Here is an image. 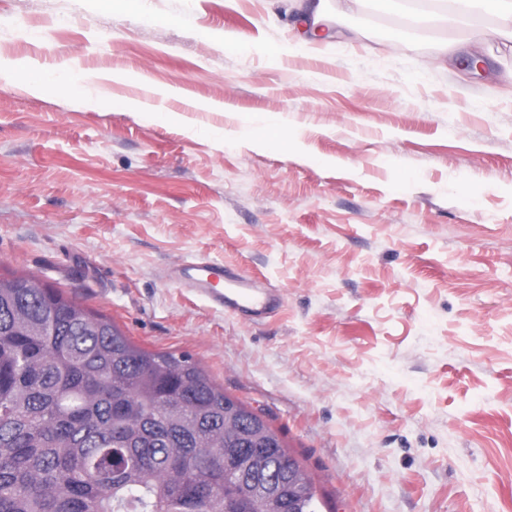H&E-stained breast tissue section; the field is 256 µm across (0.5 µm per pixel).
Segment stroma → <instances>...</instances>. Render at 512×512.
I'll list each match as a JSON object with an SVG mask.
<instances>
[{"mask_svg":"<svg viewBox=\"0 0 512 512\" xmlns=\"http://www.w3.org/2000/svg\"><path fill=\"white\" fill-rule=\"evenodd\" d=\"M0 2L17 17L0 26V59L102 81L89 105L0 79L1 277H38L133 344L192 357L276 430L321 512H512L501 20L402 44L361 8L297 47L298 0H195L186 28L161 22L182 0L142 15ZM227 31L256 51L225 53ZM275 43L289 53L270 58ZM469 57L481 70H462ZM247 114L291 134L254 144ZM202 254L277 290V314L250 322L181 288L176 268Z\"/></svg>","mask_w":512,"mask_h":512,"instance_id":"stroma-1","label":"stroma"}]
</instances>
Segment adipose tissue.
<instances>
[{"instance_id":"adipose-tissue-1","label":"adipose tissue","mask_w":512,"mask_h":512,"mask_svg":"<svg viewBox=\"0 0 512 512\" xmlns=\"http://www.w3.org/2000/svg\"><path fill=\"white\" fill-rule=\"evenodd\" d=\"M461 9L452 11L448 0H340L341 9L353 11L358 6L385 13H397L407 18V29L394 32V40L408 42L418 32L440 21L456 20L471 27L480 26L483 19L494 16L508 21L502 34L512 39V0H461Z\"/></svg>"}]
</instances>
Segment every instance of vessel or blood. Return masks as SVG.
Wrapping results in <instances>:
<instances>
[{"instance_id": "b4317fda", "label": "vessel or blood", "mask_w": 512, "mask_h": 512, "mask_svg": "<svg viewBox=\"0 0 512 512\" xmlns=\"http://www.w3.org/2000/svg\"><path fill=\"white\" fill-rule=\"evenodd\" d=\"M177 279L210 305L249 321L263 320L281 305L278 292L257 287L251 278L208 257L183 265Z\"/></svg>"}]
</instances>
